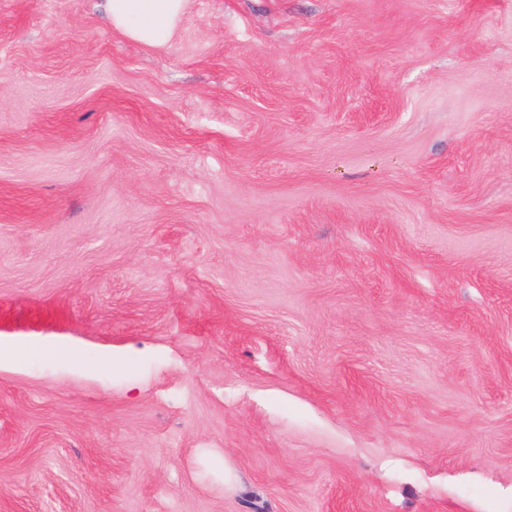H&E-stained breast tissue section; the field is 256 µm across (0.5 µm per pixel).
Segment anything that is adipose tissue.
Listing matches in <instances>:
<instances>
[{
	"label": "adipose tissue",
	"instance_id": "1",
	"mask_svg": "<svg viewBox=\"0 0 512 512\" xmlns=\"http://www.w3.org/2000/svg\"><path fill=\"white\" fill-rule=\"evenodd\" d=\"M187 0H103L113 27L150 47L165 45L185 10Z\"/></svg>",
	"mask_w": 512,
	"mask_h": 512
}]
</instances>
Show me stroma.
Returning <instances> with one entry per match:
<instances>
[{
    "mask_svg": "<svg viewBox=\"0 0 512 512\" xmlns=\"http://www.w3.org/2000/svg\"><path fill=\"white\" fill-rule=\"evenodd\" d=\"M0 0V512H512V0ZM187 0H104L112 26L150 47L164 46L185 10Z\"/></svg>",
    "mask_w": 512,
    "mask_h": 512,
    "instance_id": "obj_1",
    "label": "stroma"
}]
</instances>
